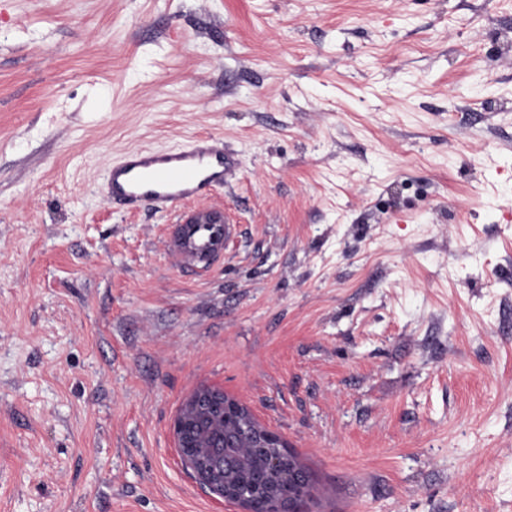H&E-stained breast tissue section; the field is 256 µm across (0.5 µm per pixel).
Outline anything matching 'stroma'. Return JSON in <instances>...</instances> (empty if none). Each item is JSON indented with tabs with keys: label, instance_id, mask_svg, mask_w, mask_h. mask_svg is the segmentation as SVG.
<instances>
[{
	"label": "stroma",
	"instance_id": "stroma-1",
	"mask_svg": "<svg viewBox=\"0 0 512 512\" xmlns=\"http://www.w3.org/2000/svg\"><path fill=\"white\" fill-rule=\"evenodd\" d=\"M203 134L187 264L106 174ZM203 385L306 512H512V0H0V512H243L176 448ZM254 428L262 431L265 438L272 443L270 445L257 444L255 451H259L260 448H280L276 453H264L260 457L261 467L264 469L267 476L270 478L288 480L289 487L298 488L299 490L304 489V487L310 483L309 478L295 465L288 451L283 449L288 448L286 441L280 435L265 431L257 425H255Z\"/></svg>",
	"mask_w": 512,
	"mask_h": 512
}]
</instances>
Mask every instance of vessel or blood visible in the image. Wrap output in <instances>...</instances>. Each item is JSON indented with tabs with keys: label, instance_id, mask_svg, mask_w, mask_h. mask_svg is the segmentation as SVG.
I'll use <instances>...</instances> for the list:
<instances>
[{
	"label": "vessel or blood",
	"instance_id": "1",
	"mask_svg": "<svg viewBox=\"0 0 512 512\" xmlns=\"http://www.w3.org/2000/svg\"><path fill=\"white\" fill-rule=\"evenodd\" d=\"M237 167L236 156L209 135L195 137L177 150L130 151L108 170L107 199L167 213L189 225L192 254L215 255L223 246L197 204L228 186Z\"/></svg>",
	"mask_w": 512,
	"mask_h": 512
}]
</instances>
